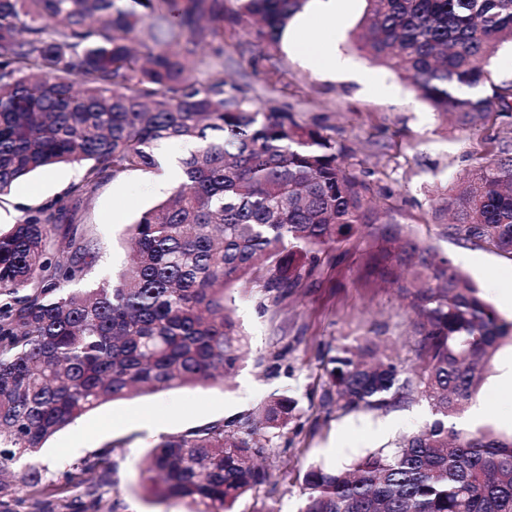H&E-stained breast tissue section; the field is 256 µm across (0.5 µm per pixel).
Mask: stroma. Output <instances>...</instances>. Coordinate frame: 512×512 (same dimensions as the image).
<instances>
[{
	"label": "stroma",
	"instance_id": "1",
	"mask_svg": "<svg viewBox=\"0 0 512 512\" xmlns=\"http://www.w3.org/2000/svg\"><path fill=\"white\" fill-rule=\"evenodd\" d=\"M365 12L366 0H346L339 22L321 25L312 36L334 42L356 67L372 74L373 84L359 83L347 73H325L315 60L281 46L260 49L240 27L224 30V55L235 62L225 76L250 94L287 104L303 121L342 144L344 166L369 186L374 206L391 222L410 228L418 240L455 259L501 318L512 322V308L504 307L501 294L512 289V261L443 239L434 214L438 195L450 192L460 176L485 164L512 137V114L491 113L472 129L439 119L408 82L357 50L355 36ZM272 71L277 83L270 89L265 78ZM82 174V166L59 165L18 182L0 200V231L18 221L22 208L64 196ZM165 196L152 174L140 171L100 185L75 217L102 247L91 279L124 266L128 225ZM342 250L336 265L324 267L317 279L303 282L280 305H261L255 291H240L235 314L248 349L228 383L110 401L54 435L39 457L47 490L63 486L69 498L101 499L111 512H184L182 502L164 497L160 485L143 476L148 450L160 436L232 420L276 393L297 401L298 418L271 442L262 461L267 482L240 498L234 512H301L303 476L310 464L344 465L428 423L430 410L423 401L384 413L346 416L326 415L321 406L329 387L326 361L353 337L382 332L405 365L417 361L414 347L401 336L407 316L396 295L361 285L356 242ZM273 353L280 356L274 370L268 364ZM511 371L512 346L506 344L494 355L476 398L486 410V422L505 431L512 429V388L504 384ZM102 450L108 453L107 472L86 471V460Z\"/></svg>",
	"mask_w": 512,
	"mask_h": 512
}]
</instances>
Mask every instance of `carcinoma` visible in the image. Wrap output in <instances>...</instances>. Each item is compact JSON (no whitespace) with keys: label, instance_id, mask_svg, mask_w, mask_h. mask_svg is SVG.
<instances>
[{"label":"carcinoma","instance_id":"cac0c4a2","mask_svg":"<svg viewBox=\"0 0 512 512\" xmlns=\"http://www.w3.org/2000/svg\"><path fill=\"white\" fill-rule=\"evenodd\" d=\"M0 0V197L27 175L86 164L66 196L24 209L0 233V474L34 458L63 427L107 401L204 386L232 376L244 337L234 290L274 304L321 274L355 238L359 280L390 288L410 317L407 368L358 336L329 359L326 413L382 411L416 399L433 420L340 469L310 467L302 512H512V434L459 428L501 342L512 339L479 287L402 224L382 221L344 148L273 99L224 80V26L266 48L307 0ZM512 43V0H367L356 48L410 79L437 115L473 127L512 110V81L472 98ZM191 143L182 181L126 230L130 263L72 288L99 261L74 222L109 177L160 168L157 150ZM440 235L512 261V145L468 171L435 210ZM297 418L272 395L258 414L163 436L146 456L188 512H232L267 481L255 459ZM28 464L0 480V506L41 494Z\"/></svg>","mask_w":512,"mask_h":512}]
</instances>
